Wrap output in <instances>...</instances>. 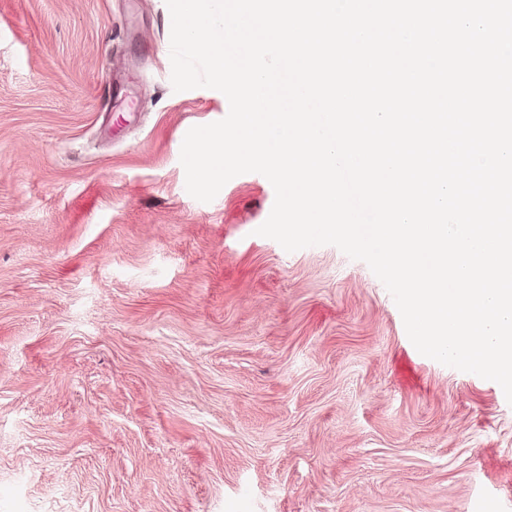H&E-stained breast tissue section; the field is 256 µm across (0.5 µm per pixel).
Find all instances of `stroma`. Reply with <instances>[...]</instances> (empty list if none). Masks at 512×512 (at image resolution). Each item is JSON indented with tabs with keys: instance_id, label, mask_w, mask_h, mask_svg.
<instances>
[{
	"instance_id": "1",
	"label": "stroma",
	"mask_w": 512,
	"mask_h": 512,
	"mask_svg": "<svg viewBox=\"0 0 512 512\" xmlns=\"http://www.w3.org/2000/svg\"><path fill=\"white\" fill-rule=\"evenodd\" d=\"M165 0H0V512H512V404L332 245L185 187Z\"/></svg>"
}]
</instances>
